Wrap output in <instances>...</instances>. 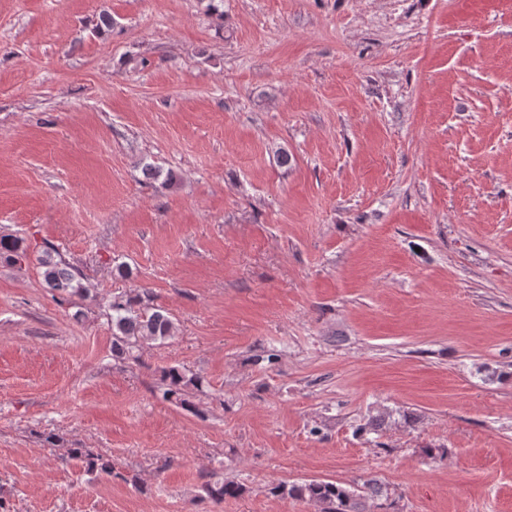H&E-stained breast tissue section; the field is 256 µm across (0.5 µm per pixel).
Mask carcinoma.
Here are the masks:
<instances>
[{
	"label": "carcinoma",
	"instance_id": "carcinoma-1",
	"mask_svg": "<svg viewBox=\"0 0 512 512\" xmlns=\"http://www.w3.org/2000/svg\"><path fill=\"white\" fill-rule=\"evenodd\" d=\"M55 249L47 247L39 258L42 276L48 287L57 291L82 292L75 285L76 275L65 262L57 259ZM28 258L27 249L17 238L0 237V261L18 265ZM112 324V356L121 360H138L134 355L139 343L145 340H165L171 336L173 322L169 313L159 305H143L142 297L116 296L108 304ZM163 398L183 407H191L189 391L200 390L204 379L197 373L177 367L159 370ZM70 458L82 463L88 472L112 475V462L83 448H73ZM203 498L219 503L226 497H236L243 492L241 484L234 481L206 482L202 486ZM269 493L282 500H307L318 505L320 512H369L370 503L388 497V489L374 480L362 485L345 486L332 480H309L271 485Z\"/></svg>",
	"mask_w": 512,
	"mask_h": 512
}]
</instances>
